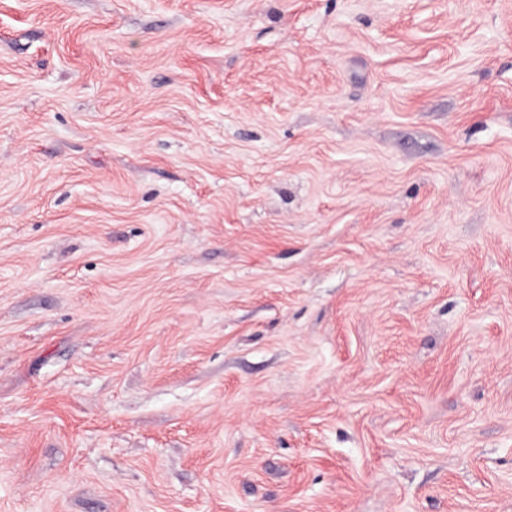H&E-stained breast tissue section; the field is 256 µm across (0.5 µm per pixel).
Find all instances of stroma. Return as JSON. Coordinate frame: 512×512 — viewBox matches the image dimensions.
<instances>
[{
    "instance_id": "35a3bbf8",
    "label": "stroma",
    "mask_w": 512,
    "mask_h": 512,
    "mask_svg": "<svg viewBox=\"0 0 512 512\" xmlns=\"http://www.w3.org/2000/svg\"><path fill=\"white\" fill-rule=\"evenodd\" d=\"M0 512H512V0H0Z\"/></svg>"
}]
</instances>
